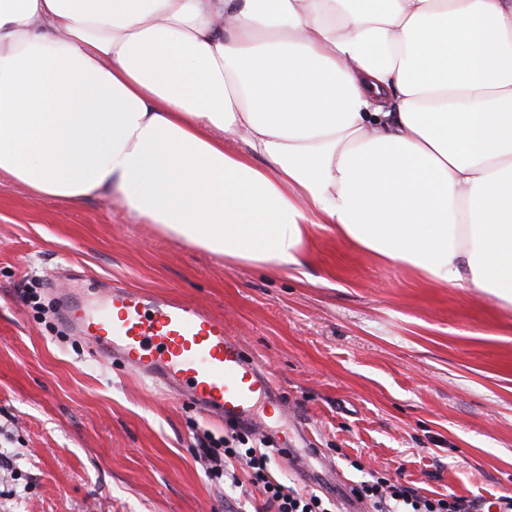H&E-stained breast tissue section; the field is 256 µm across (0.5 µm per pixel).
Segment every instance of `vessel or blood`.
I'll return each instance as SVG.
<instances>
[{
    "label": "vessel or blood",
    "mask_w": 512,
    "mask_h": 512,
    "mask_svg": "<svg viewBox=\"0 0 512 512\" xmlns=\"http://www.w3.org/2000/svg\"><path fill=\"white\" fill-rule=\"evenodd\" d=\"M65 315L94 349L137 375L159 379L168 392L206 413L246 425L259 396L286 407L241 343L226 333L223 318L194 303L116 286L101 310L71 302Z\"/></svg>",
    "instance_id": "b4317fda"
}]
</instances>
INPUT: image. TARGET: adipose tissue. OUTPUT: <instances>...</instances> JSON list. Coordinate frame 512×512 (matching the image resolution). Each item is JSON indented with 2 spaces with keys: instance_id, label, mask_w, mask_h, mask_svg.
<instances>
[{
  "instance_id": "ef3b65f1",
  "label": "adipose tissue",
  "mask_w": 512,
  "mask_h": 512,
  "mask_svg": "<svg viewBox=\"0 0 512 512\" xmlns=\"http://www.w3.org/2000/svg\"><path fill=\"white\" fill-rule=\"evenodd\" d=\"M0 174L227 259L308 225L512 305V0H0Z\"/></svg>"
}]
</instances>
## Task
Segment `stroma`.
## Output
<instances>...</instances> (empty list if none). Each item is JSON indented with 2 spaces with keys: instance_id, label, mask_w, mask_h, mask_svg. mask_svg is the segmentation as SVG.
<instances>
[{
  "instance_id": "1",
  "label": "stroma",
  "mask_w": 512,
  "mask_h": 512,
  "mask_svg": "<svg viewBox=\"0 0 512 512\" xmlns=\"http://www.w3.org/2000/svg\"><path fill=\"white\" fill-rule=\"evenodd\" d=\"M300 267L238 263L133 224L101 197L33 198L0 177V512H261L209 477L197 440L231 437L61 325L68 288L187 300L287 400L257 426L344 486L379 473L428 495H512V307L433 284L313 224Z\"/></svg>"
}]
</instances>
